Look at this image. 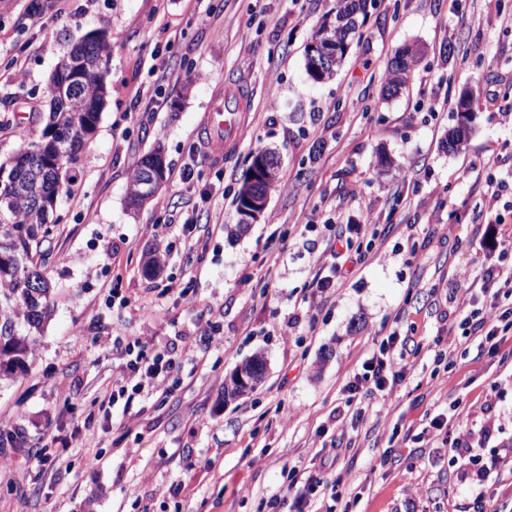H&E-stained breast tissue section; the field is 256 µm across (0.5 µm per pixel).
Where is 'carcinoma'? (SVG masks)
<instances>
[{
	"label": "carcinoma",
	"mask_w": 512,
	"mask_h": 512,
	"mask_svg": "<svg viewBox=\"0 0 512 512\" xmlns=\"http://www.w3.org/2000/svg\"><path fill=\"white\" fill-rule=\"evenodd\" d=\"M366 0H336L331 23H321L311 41L331 40L341 50L349 48L355 24L350 16L362 20ZM110 43L104 41L87 48L79 45L58 63L55 72L69 70L83 56L91 62L82 82L72 90L50 79L49 92L54 102L48 123L40 137L10 158L11 174L0 179V376H8L26 366L31 352L30 336L41 332L52 311L53 291L42 271V245L51 239L61 221L58 209L72 193L74 170L87 137L96 130L99 112L107 96V83L99 71L109 72ZM422 57L416 45L398 48L382 77L388 97L403 90ZM472 102L457 101V122L448 129L443 147L456 152L469 139L471 128L463 124V110ZM59 127L67 133L64 140L50 135ZM162 153L158 148L137 162L129 186L150 179L148 168L159 163L158 173L165 176Z\"/></svg>",
	"instance_id": "cac0c4a2"
}]
</instances>
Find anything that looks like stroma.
Instances as JSON below:
<instances>
[{"label": "stroma", "mask_w": 512, "mask_h": 512, "mask_svg": "<svg viewBox=\"0 0 512 512\" xmlns=\"http://www.w3.org/2000/svg\"><path fill=\"white\" fill-rule=\"evenodd\" d=\"M29 2L0 0V162L40 136L49 77L74 44L101 32L112 56L96 131L43 245L53 311L27 371L0 380V427L67 470L1 445L0 512H290L287 464L335 483L337 499L315 512H512V334L493 352L448 333L484 306L487 273L512 267V0H369L324 82L307 75L304 47L336 0H85L63 18L55 0L36 18ZM406 44L422 59L408 90L384 97L383 69ZM18 58L26 76L4 81ZM232 85L246 102L216 163L199 125ZM467 91L473 133L451 153L443 141ZM156 147L167 181L130 210L132 169ZM262 149L279 156L280 183L260 221L228 236ZM490 206L491 233L473 220ZM188 213L198 255L183 246ZM371 216L372 233L352 238L362 264L318 290L336 225ZM154 223L171 250L152 272ZM394 329L421 340L417 363L352 416L344 386ZM131 336L151 355L182 349L180 388L101 409ZM257 352L264 383L225 402V376ZM433 418L442 429L419 439ZM447 434L466 447L442 446ZM333 444L335 462L321 466Z\"/></svg>", "instance_id": "obj_1"}]
</instances>
